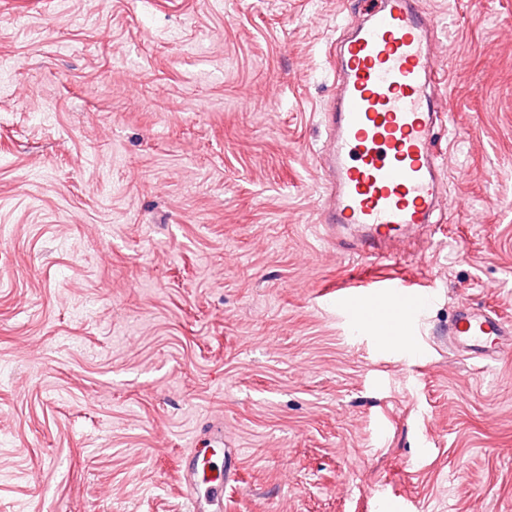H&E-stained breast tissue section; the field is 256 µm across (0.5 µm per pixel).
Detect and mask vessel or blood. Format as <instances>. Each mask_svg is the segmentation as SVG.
<instances>
[{
  "label": "vessel or blood",
  "mask_w": 512,
  "mask_h": 512,
  "mask_svg": "<svg viewBox=\"0 0 512 512\" xmlns=\"http://www.w3.org/2000/svg\"><path fill=\"white\" fill-rule=\"evenodd\" d=\"M350 35L331 56L336 92L322 117L327 134L317 154L322 169L324 228H358L337 237L345 253L388 258L389 247L435 223L447 203L433 130L439 118L436 90L443 81L431 46L433 21L417 0H380L370 18L344 19ZM357 328L379 330L377 345L396 346L405 362L424 358L419 315L432 297L428 285L401 275L354 280L349 296H336ZM448 343L459 353L492 364L512 353V322L496 312L458 304L448 320ZM221 449H191L180 482L189 512L219 507L235 478L219 467Z\"/></svg>",
  "instance_id": "vessel-or-blood-1"
}]
</instances>
